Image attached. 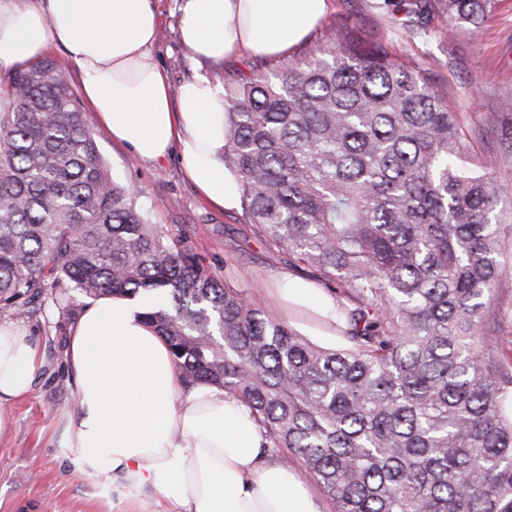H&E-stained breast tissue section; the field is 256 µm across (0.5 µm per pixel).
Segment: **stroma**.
Segmentation results:
<instances>
[{"mask_svg":"<svg viewBox=\"0 0 512 512\" xmlns=\"http://www.w3.org/2000/svg\"><path fill=\"white\" fill-rule=\"evenodd\" d=\"M372 3L328 0V11L308 40L286 55L267 58L244 52L200 63L179 38L181 0H151L160 15V30L149 53L170 87L200 76L220 87L259 71L282 69L343 27L356 28L399 59L419 64L435 90L452 107L465 112L477 151L497 156V178L512 188V152L504 149L501 131L490 117L501 102L512 100V0H499L493 18L477 32L451 37L436 25L426 42L399 29L391 16L379 13ZM90 129L111 176L138 189L139 204L152 224L173 237L181 230L199 227V234L190 238L191 245L225 287L278 310L283 274L316 282V274L303 263H289L287 254L250 224L243 209L220 210L206 202L185 174L180 149H172L165 158L145 161L114 143L98 122H91ZM7 317L36 340L43 367L34 379L31 396L10 406L13 426L0 436V512H145L146 505L157 499L166 512H177L176 505L160 499L153 487L127 488L121 476H114L108 484L71 476L56 444V427L76 407L64 356L75 317L59 311L49 300L39 312L18 306ZM490 320L491 335L512 339V268L491 295Z\"/></svg>","mask_w":512,"mask_h":512,"instance_id":"obj_1","label":"stroma"}]
</instances>
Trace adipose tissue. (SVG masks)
<instances>
[{
	"label": "adipose tissue",
	"instance_id": "ef3b65f1",
	"mask_svg": "<svg viewBox=\"0 0 512 512\" xmlns=\"http://www.w3.org/2000/svg\"><path fill=\"white\" fill-rule=\"evenodd\" d=\"M180 36L197 60L247 50L275 57L308 37L326 0H182ZM159 19L150 0H0V73L63 45L81 91L114 142L147 160L181 145L186 174L222 209L240 203L224 164V94L205 78L171 89L151 61ZM284 305L312 312L336 332V304L312 283L286 277ZM144 303L122 295L87 302L65 351L77 407L58 448L76 478L156 488L179 512H318L309 486L266 443L248 407L223 388L185 387L165 339L143 318ZM41 361L20 325L0 320V433L7 408L31 395Z\"/></svg>",
	"mask_w": 512,
	"mask_h": 512
}]
</instances>
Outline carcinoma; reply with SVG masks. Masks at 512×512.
Instances as JSON below:
<instances>
[{
	"label": "carcinoma",
	"mask_w": 512,
	"mask_h": 512,
	"mask_svg": "<svg viewBox=\"0 0 512 512\" xmlns=\"http://www.w3.org/2000/svg\"><path fill=\"white\" fill-rule=\"evenodd\" d=\"M497 0H409L399 27L455 35ZM0 308L161 295L145 319L186 385L245 403L272 456L300 458L336 512H512V360L485 335L505 272L496 182L465 113L384 45L330 38L224 88V164L251 223L333 285L325 349L208 271L106 169L47 59L0 85Z\"/></svg>",
	"instance_id": "1"
}]
</instances>
